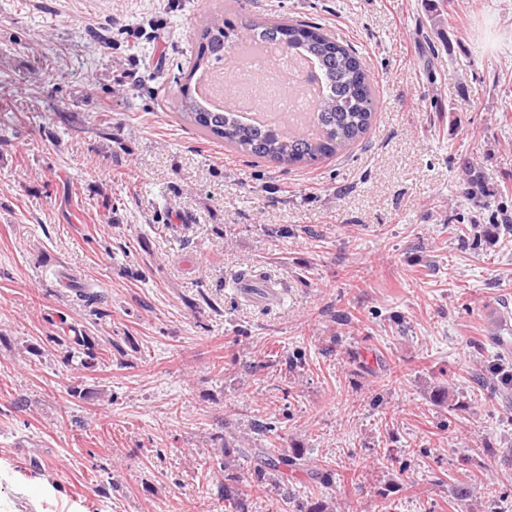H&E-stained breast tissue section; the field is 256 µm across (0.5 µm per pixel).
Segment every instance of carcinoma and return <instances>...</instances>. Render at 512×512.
I'll list each match as a JSON object with an SVG mask.
<instances>
[{
	"mask_svg": "<svg viewBox=\"0 0 512 512\" xmlns=\"http://www.w3.org/2000/svg\"><path fill=\"white\" fill-rule=\"evenodd\" d=\"M285 29L290 38L288 50H299L311 58L323 81L324 96L314 107L315 134H282L245 122L226 109L211 111L192 94V76L210 63L223 61L230 49V33L224 31V22L217 13L204 18L196 31L202 50L188 61L183 81L177 82L174 103L178 113L201 134L222 139L225 145L252 158L280 166L313 164L364 138L376 106V81L351 47L303 20L251 21L243 27L240 38H258L275 44ZM487 371L488 377L475 376L478 386L512 387V374L500 373L492 365L487 366ZM254 430L266 437L268 445L254 449L253 473L247 478L229 472L224 475V500L233 512H252L254 497L271 486L284 499H290L288 473L308 467L299 449L286 451L276 445L278 430L273 422L259 421Z\"/></svg>",
	"mask_w": 512,
	"mask_h": 512,
	"instance_id": "cac0c4a2",
	"label": "carcinoma"
}]
</instances>
